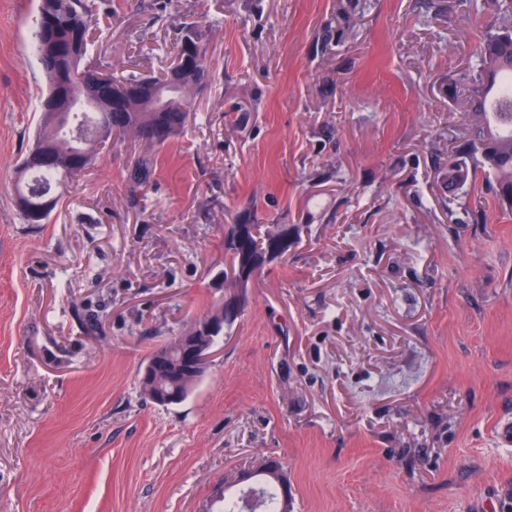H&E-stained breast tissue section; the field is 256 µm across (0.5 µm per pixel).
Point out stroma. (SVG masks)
Returning <instances> with one entry per match:
<instances>
[{
	"mask_svg": "<svg viewBox=\"0 0 512 512\" xmlns=\"http://www.w3.org/2000/svg\"><path fill=\"white\" fill-rule=\"evenodd\" d=\"M476 2L171 0L155 22L93 0L90 61L156 69L207 21L222 82L144 201L126 168L149 147L118 141L26 224L39 0H0V512H221L268 455L290 512H512V213L480 171L455 201L445 178L493 22ZM251 218L303 231L236 292L224 227ZM236 294L189 398L146 399L150 354Z\"/></svg>",
	"mask_w": 512,
	"mask_h": 512,
	"instance_id": "obj_1",
	"label": "stroma"
}]
</instances>
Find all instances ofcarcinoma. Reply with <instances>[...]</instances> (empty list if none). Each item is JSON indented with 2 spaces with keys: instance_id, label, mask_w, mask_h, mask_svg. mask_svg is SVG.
I'll use <instances>...</instances> for the list:
<instances>
[{
  "instance_id": "1",
  "label": "carcinoma",
  "mask_w": 512,
  "mask_h": 512,
  "mask_svg": "<svg viewBox=\"0 0 512 512\" xmlns=\"http://www.w3.org/2000/svg\"><path fill=\"white\" fill-rule=\"evenodd\" d=\"M90 25L85 0H41L36 19L35 50L46 79L39 100V123L33 148L15 172L14 188L28 184L55 196L46 212L20 211L26 224H47L66 201L75 179L89 169L105 142L92 133L97 123L112 129V137L130 138L161 148L184 133L197 119L195 97L218 85L219 76L207 62V26L181 28L173 44L175 54L186 53V42L196 47L194 68L177 83L165 66L157 74L128 72L115 76L112 67L98 68L111 74V82L88 98L92 89L86 70L88 44L84 41ZM479 74L470 82L466 115V136L448 162V184L460 187L468 173L467 161L475 162L495 185L498 204L512 211V10L499 17V29L486 36L478 60ZM67 108L66 122L55 125L47 115ZM156 155L145 153L131 159L127 182L135 201L156 173ZM277 225L226 224L224 248L230 254V270L224 280L237 284L238 254L248 250L262 259L285 255L291 244L275 238ZM157 382L175 389L180 401L193 392L188 380L171 366L160 372ZM259 497V512H282L279 485L265 481Z\"/></svg>"
}]
</instances>
